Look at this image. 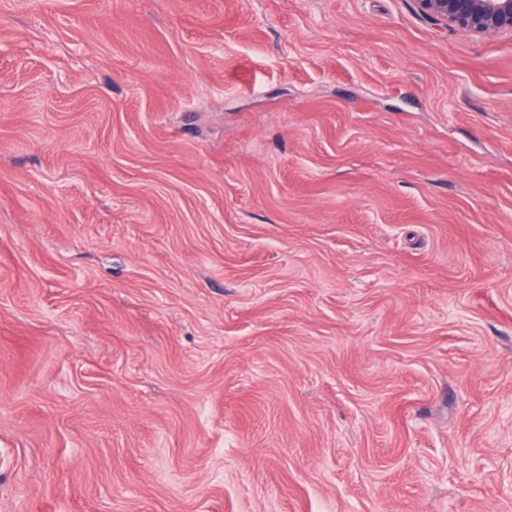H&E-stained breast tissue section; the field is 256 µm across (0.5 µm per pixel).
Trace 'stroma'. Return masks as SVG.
<instances>
[{
  "mask_svg": "<svg viewBox=\"0 0 512 512\" xmlns=\"http://www.w3.org/2000/svg\"><path fill=\"white\" fill-rule=\"evenodd\" d=\"M0 512H512V37L0 0Z\"/></svg>",
  "mask_w": 512,
  "mask_h": 512,
  "instance_id": "35a3bbf8",
  "label": "stroma"
}]
</instances>
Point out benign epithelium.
Masks as SVG:
<instances>
[{
    "label": "benign epithelium",
    "mask_w": 512,
    "mask_h": 512,
    "mask_svg": "<svg viewBox=\"0 0 512 512\" xmlns=\"http://www.w3.org/2000/svg\"><path fill=\"white\" fill-rule=\"evenodd\" d=\"M430 21L451 32L512 37V0H414Z\"/></svg>",
    "instance_id": "benign-epithelium-1"
}]
</instances>
